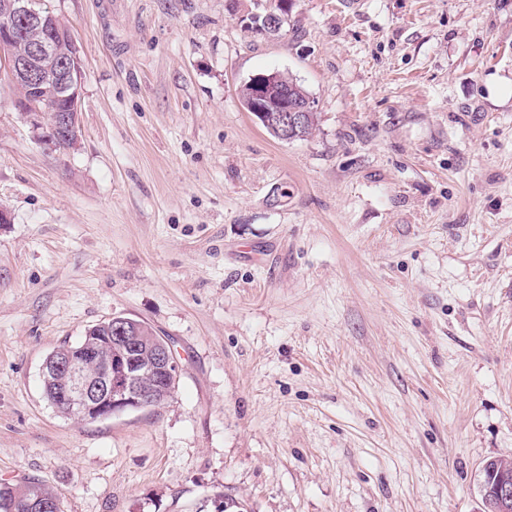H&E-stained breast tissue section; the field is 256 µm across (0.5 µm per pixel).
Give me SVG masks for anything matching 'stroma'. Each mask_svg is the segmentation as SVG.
<instances>
[{"label":"stroma","instance_id":"stroma-1","mask_svg":"<svg viewBox=\"0 0 512 512\" xmlns=\"http://www.w3.org/2000/svg\"><path fill=\"white\" fill-rule=\"evenodd\" d=\"M46 0L83 136L0 72V483L64 512H476L512 453V0ZM289 74L319 120L239 95ZM123 316L171 340L163 405L95 422L46 356ZM282 75L283 80L288 84V89L283 85V80L276 72L250 81L248 83L250 96L247 108L261 124L268 126V129L284 142L291 141V135L297 128L305 124L309 112L310 117L306 126L295 139L303 140L311 135L317 126V112H314L315 102L296 79L283 73ZM288 91L289 95L299 99L306 98V100L288 102ZM268 129L266 130L269 134L277 139Z\"/></svg>","mask_w":512,"mask_h":512}]
</instances>
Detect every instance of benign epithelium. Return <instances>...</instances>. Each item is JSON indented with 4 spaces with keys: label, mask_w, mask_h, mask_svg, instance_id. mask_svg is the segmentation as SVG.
I'll list each match as a JSON object with an SVG mask.
<instances>
[{
    "label": "benign epithelium",
    "mask_w": 512,
    "mask_h": 512,
    "mask_svg": "<svg viewBox=\"0 0 512 512\" xmlns=\"http://www.w3.org/2000/svg\"><path fill=\"white\" fill-rule=\"evenodd\" d=\"M283 0H268L263 21L275 28L281 21ZM30 22L38 36L30 38L25 53L10 54L8 72L21 87L16 107L42 139L55 148L61 140L75 145L82 138L80 90L82 71L78 55L69 63L54 50L55 33L47 27L39 0H5L0 5V54L12 49L18 39L17 18ZM60 76L59 87L66 100L63 112H45L40 94L48 92L47 75ZM247 108L284 142L315 111L312 98L288 101V89L278 73L249 82ZM108 335L68 352L49 355L41 366V378L54 391L72 417L104 420L128 410L155 406L168 399L165 385H174L181 366L171 342L155 334L139 320L114 316L107 320ZM500 468L479 482V493L493 512H512V455L500 456Z\"/></svg>",
    "instance_id": "obj_1"
}]
</instances>
